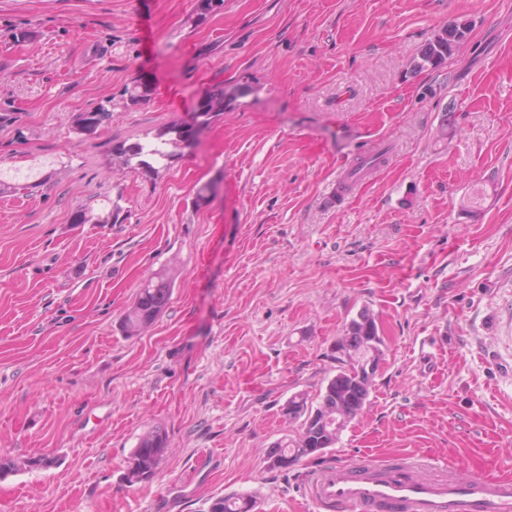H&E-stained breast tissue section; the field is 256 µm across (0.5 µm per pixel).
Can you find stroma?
Here are the masks:
<instances>
[{
	"instance_id": "obj_1",
	"label": "stroma",
	"mask_w": 512,
	"mask_h": 512,
	"mask_svg": "<svg viewBox=\"0 0 512 512\" xmlns=\"http://www.w3.org/2000/svg\"><path fill=\"white\" fill-rule=\"evenodd\" d=\"M0 0V512H315L328 462L412 455L512 475V0ZM454 54L420 66L450 23ZM139 78L144 105L85 137L75 114ZM248 87L158 177L112 144L189 120L216 83ZM455 124L439 135L445 112ZM385 165L333 202L342 170ZM214 186L198 203V184ZM115 224H77L96 196ZM163 272L176 287L135 337L120 319ZM384 361L362 413L320 457L272 471L281 407L317 397L362 308ZM168 448L128 485L150 430ZM107 203L110 205V209L106 215H98L94 213V204L92 202L86 203L82 205L74 215V223L77 224H87L90 222H94V224H110L117 223L119 219L120 212L122 211L121 206L118 202L108 199L103 200L102 204ZM166 449L165 433L160 430H152L144 434L131 452V461L125 473L126 483L133 486L136 483L150 481L155 476V469ZM134 475L136 481L132 482L131 479ZM208 512H253L255 502L248 496H217L210 500Z\"/></svg>"
}]
</instances>
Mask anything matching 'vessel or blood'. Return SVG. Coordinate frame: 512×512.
Returning <instances> with one entry per match:
<instances>
[{
	"label": "vessel or blood",
	"instance_id": "b4317fda",
	"mask_svg": "<svg viewBox=\"0 0 512 512\" xmlns=\"http://www.w3.org/2000/svg\"><path fill=\"white\" fill-rule=\"evenodd\" d=\"M304 490L318 512H512L511 476L463 478L409 456L337 461L308 474Z\"/></svg>",
	"mask_w": 512,
	"mask_h": 512
}]
</instances>
